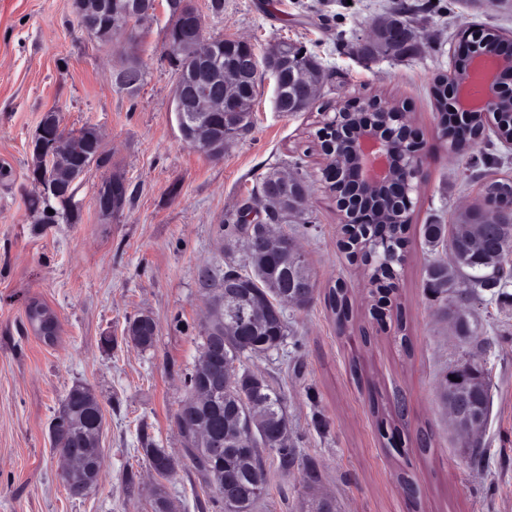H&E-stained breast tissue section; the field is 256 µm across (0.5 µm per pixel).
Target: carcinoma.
<instances>
[{"mask_svg": "<svg viewBox=\"0 0 512 512\" xmlns=\"http://www.w3.org/2000/svg\"><path fill=\"white\" fill-rule=\"evenodd\" d=\"M411 10L407 5L398 4L391 13L379 19L376 24L383 33V42L369 49H357L365 59L373 53L384 54L395 59L409 57L415 49L410 34L415 30L409 19ZM284 59L292 65L304 69L324 80L325 70L321 61L305 47L291 41L278 43ZM258 93V84L253 83L237 94L229 97L224 105V132L234 139L244 137L252 128L251 109ZM438 117V133L445 140L453 135L457 127L448 122V85L441 75H435L430 84ZM276 100L292 103L291 107L276 106L277 111L286 115L305 112L312 105L311 100L294 87L284 83L276 94ZM96 137V127L84 126L72 139L73 149L81 154ZM293 179L285 191L283 201V219L285 224L312 223L306 216L308 186L304 174L296 169ZM112 180L102 183L98 191L99 203L112 207L118 212L129 203L131 194L112 192ZM470 215L466 211H455L446 224H424L421 231L428 246L430 258L424 268V288L434 301L438 302V311L451 323L455 336L464 343H472L478 336V324L472 320L477 304L485 297L503 294V290L512 286V226L503 224L482 225V251H473L465 237L464 225L469 223ZM405 224L391 225L386 234H381L373 224H359L354 227V237L368 251L375 253L371 264L365 266L370 282L384 284L388 290L395 291L396 283L391 281L385 267H401L400 257L406 244ZM290 229L288 246L277 251H246L245 259L237 261L230 257L224 262V268L204 269L201 279L220 283L222 287L211 291L210 302L224 303L229 307L237 303L250 309L254 307L268 309L264 317H251L237 329H227L221 340L222 354L220 363H239L244 358H260L272 351V348L285 343L288 336V318L280 313L277 304L288 297V292L297 288L316 290L311 270L303 253L297 250L296 234ZM326 304L338 321L346 323L353 319V307L349 290L341 281L328 289ZM26 320L34 334L42 337L45 325L52 315L50 308L34 301L26 308ZM143 316L129 321L126 339L133 345L147 349L153 346L156 334L140 325ZM483 377L481 364L476 359L456 364L444 371L440 381L443 400L459 399L469 408V414L487 419L490 411V383H477L475 379ZM261 400L266 411V435L272 438L281 430L288 428V412L283 394L268 380L247 387L238 381L224 385L223 403L199 405L188 395L182 403L184 420L193 431L185 448L193 466L207 479L210 486L217 484L228 486L231 493L217 500L224 505V512H254L256 504L263 500L265 493L256 489V475H266L263 450L273 452L281 471L287 472L299 462L297 449L266 447L262 438L245 443L238 436L239 431L248 427L250 403ZM102 405L91 389L77 385L62 400L53 419L50 436L58 451L66 452L77 432L88 436L104 429L105 417L98 416ZM208 432L224 442V459L221 462L211 460L208 443L197 436V432ZM461 453L472 464L482 460L480 442L477 438L463 440ZM146 463L161 477L172 475L177 462L168 461V453L162 448L149 444L144 448Z\"/></svg>", "mask_w": 512, "mask_h": 512, "instance_id": "obj_1", "label": "carcinoma"}]
</instances>
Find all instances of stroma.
<instances>
[{
	"mask_svg": "<svg viewBox=\"0 0 512 512\" xmlns=\"http://www.w3.org/2000/svg\"><path fill=\"white\" fill-rule=\"evenodd\" d=\"M396 2L224 0L217 13L211 0H192L207 38H245L260 54L291 39L330 72L312 108L288 116L276 111L273 82L263 79L250 132L215 158L186 142L175 121L178 74L165 47L166 5L140 26L132 47L121 36L104 43L89 35L73 0H0V512H152L157 476L144 460L147 441L182 460L165 482L178 512H222L204 477L184 461L174 426L204 331L199 274L223 265L220 226L256 182L268 168L295 161L310 174L315 226L302 245L316 299L289 312L284 351L250 367L284 394L291 438L304 466L316 469L319 491L335 496L340 512H512V301L480 306V336L460 344L423 288L428 250L421 236L431 216L448 219L475 196L438 137L430 81L447 71L461 27L492 26L512 36V13L493 0L476 7L406 0L424 35L419 51L403 61L361 62L357 40ZM132 55L142 80L131 93L116 74ZM375 95L407 106L426 157L398 281L408 351L396 339L399 319L391 314L380 323L370 313L361 265L339 246L336 202L319 181L314 151L321 113ZM50 110L67 129L98 128L108 157L73 185V223H43L29 206L43 193L29 171L31 141ZM113 175L127 182L132 200L106 219L96 198ZM339 280L363 298L357 321L343 331L325 303ZM32 300L54 312V344L30 329L25 308ZM142 314L158 328L146 350L124 335L129 319ZM473 356L492 381L479 466L460 455L437 392L448 365ZM77 384L95 391L105 415L102 477L82 496L64 486L49 433ZM401 396L408 414L395 447L375 410H394ZM422 429L433 434L426 453L416 443ZM403 470L420 488L418 502L398 486ZM266 474L269 494L255 512H299L308 494L301 468L282 473L270 454Z\"/></svg>",
	"mask_w": 512,
	"mask_h": 512,
	"instance_id": "stroma-1",
	"label": "stroma"
}]
</instances>
